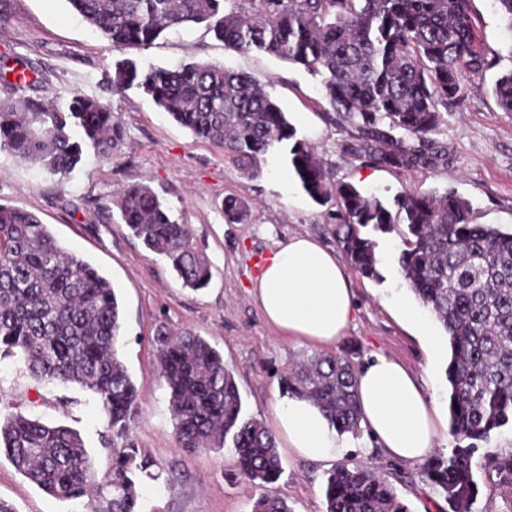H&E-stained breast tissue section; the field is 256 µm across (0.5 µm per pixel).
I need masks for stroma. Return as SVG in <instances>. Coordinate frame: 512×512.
Instances as JSON below:
<instances>
[{
  "mask_svg": "<svg viewBox=\"0 0 512 512\" xmlns=\"http://www.w3.org/2000/svg\"><path fill=\"white\" fill-rule=\"evenodd\" d=\"M473 25L488 68L469 74L465 99L442 113L439 140L453 155L451 165L434 170L376 167L342 153V133L328 122L329 107L319 85L304 69L272 55L240 53L204 26L165 32L145 49L119 50L73 13L68 0H0V64L26 67L36 78L35 93L67 109L72 93L112 107L123 137L105 160L85 149L81 162L65 175H50L13 152L0 149V203L26 209L48 225L60 245L88 261L112 284L122 311L118 352L138 389V412L130 438L154 463L152 476L139 482L140 512H251L259 487L236 474L227 450L194 454L179 448L160 377L154 338L159 328L204 338L234 371L244 410L272 423L282 398L281 374L314 346L284 336L264 320L250 294L251 281L278 242L301 233L337 248L327 209L302 190L288 166L287 148L275 146L261 170L243 171L222 149L196 138L162 112L141 89H116V63L170 67L206 62L249 73L267 82L297 136L312 145L335 175L378 197L386 208L403 190H448L468 199L474 221L512 229V113L501 111L492 85L498 62L512 53L495 0H472ZM142 182L164 202L172 220L187 225L211 264L209 285L183 287L169 262L144 248L123 223L112 196L122 186ZM237 197L249 208L244 222L224 213L225 199ZM406 224L373 233L378 277L352 274L354 325L333 345L347 351L354 365L383 354L404 363L423 390L440 405L448 403V339L433 315L425 329L403 321L392 299L419 307L403 279L398 255ZM22 411L50 425L79 431L106 473L112 452L104 443L105 415L89 392L75 385L36 382L17 360L0 361V412ZM348 458L380 466L410 512H450L444 498L420 476V466L388 456L367 434L347 435ZM277 492L292 512H324V482L332 462L281 456ZM0 500L15 512H95L88 498L55 499L0 457Z\"/></svg>",
  "mask_w": 512,
  "mask_h": 512,
  "instance_id": "obj_1",
  "label": "stroma"
}]
</instances>
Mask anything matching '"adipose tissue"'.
Segmentation results:
<instances>
[{"mask_svg": "<svg viewBox=\"0 0 512 512\" xmlns=\"http://www.w3.org/2000/svg\"><path fill=\"white\" fill-rule=\"evenodd\" d=\"M251 293L273 328L317 346L336 343L353 319L345 266L332 249L306 234L289 236L271 251ZM357 395L363 426L390 456L414 463L434 452L443 428L440 410L398 360L383 355L367 360L357 373ZM273 424L284 448L296 457L328 461L347 451L309 399L289 396L278 402Z\"/></svg>", "mask_w": 512, "mask_h": 512, "instance_id": "ef3b65f1", "label": "adipose tissue"}]
</instances>
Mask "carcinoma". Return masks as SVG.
Wrapping results in <instances>:
<instances>
[{
    "label": "carcinoma",
    "mask_w": 512,
    "mask_h": 512,
    "mask_svg": "<svg viewBox=\"0 0 512 512\" xmlns=\"http://www.w3.org/2000/svg\"><path fill=\"white\" fill-rule=\"evenodd\" d=\"M233 6L225 7L226 2ZM119 49L151 45L168 29L205 24L243 52H264L316 77L344 139L341 150L379 167L433 170L452 163L434 138L440 108L465 95L467 74L486 66L476 39L471 0H67ZM2 77L0 148L43 170L67 174L90 147L112 155L122 129L112 109L72 95L62 111L31 95L36 80L23 67ZM116 88L137 86L176 123L256 171L269 149L288 146V165L306 194L336 199L337 243L354 272L378 275L377 244L361 229L385 232L404 221L411 238L398 262L410 290L448 337L450 454L428 460L421 475L451 512H472L478 488L473 460L481 444L512 427V232L473 220L471 202L455 192L404 190L398 215L353 184L338 182L314 150L296 138L266 86L247 73L211 63L137 68L112 75ZM492 92L512 113V64ZM113 203L146 249L165 256L182 285L209 282L210 264L184 224L170 219L158 195L129 184ZM225 212L247 217L229 198ZM121 311L111 283L88 262L63 250L47 225L21 208L0 204V357L23 361L37 380L77 384L106 416L112 465L98 476L80 433L21 412L0 420V456L59 500L91 495L96 512H139L138 476L152 467L130 440L138 392L117 351ZM160 373L180 447L230 448L238 472L265 488L252 512H292L274 490L281 474L276 433L249 417L234 371L203 338L155 337ZM285 394L314 401L332 426L360 433L356 372L348 357L315 354L282 377ZM482 454V453H480ZM498 486L512 498V448L482 454ZM325 512H410L389 477L342 462L325 482Z\"/></svg>",
    "instance_id": "cac0c4a2"
}]
</instances>
